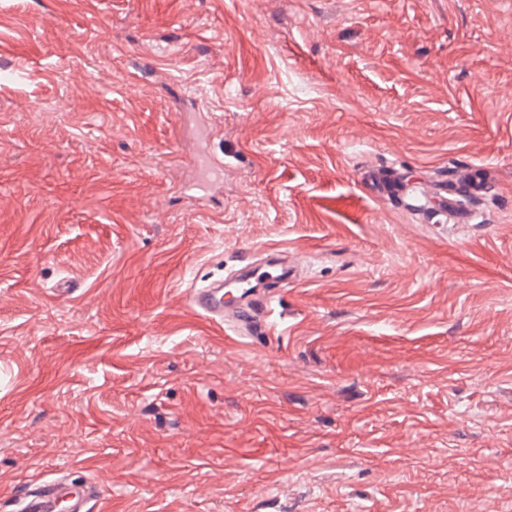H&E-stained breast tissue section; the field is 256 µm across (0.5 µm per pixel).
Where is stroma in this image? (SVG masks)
Returning a JSON list of instances; mask_svg holds the SVG:
<instances>
[{
    "label": "stroma",
    "mask_w": 512,
    "mask_h": 512,
    "mask_svg": "<svg viewBox=\"0 0 512 512\" xmlns=\"http://www.w3.org/2000/svg\"><path fill=\"white\" fill-rule=\"evenodd\" d=\"M267 247L301 262L270 334L188 308ZM59 477L512 512V0H0V512ZM197 162L205 171V178L200 184V188L205 192V195L203 196V199H205L210 190L209 196H211L216 190L223 189L224 184L214 185L221 179V175L224 170V161L214 154L205 152L199 159H197Z\"/></svg>",
    "instance_id": "obj_1"
}]
</instances>
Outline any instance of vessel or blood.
<instances>
[{
    "label": "vessel or blood",
    "instance_id": "obj_1",
    "mask_svg": "<svg viewBox=\"0 0 512 512\" xmlns=\"http://www.w3.org/2000/svg\"><path fill=\"white\" fill-rule=\"evenodd\" d=\"M198 163L205 171L201 188L210 191L221 179L224 162L207 152ZM292 275L287 251L265 248L244 258L241 273L188 289L187 300L193 312L223 329L225 335L249 340L269 333L272 289L287 283ZM94 497L92 485L76 488L56 479L29 488L18 512H90Z\"/></svg>",
    "mask_w": 512,
    "mask_h": 512
}]
</instances>
